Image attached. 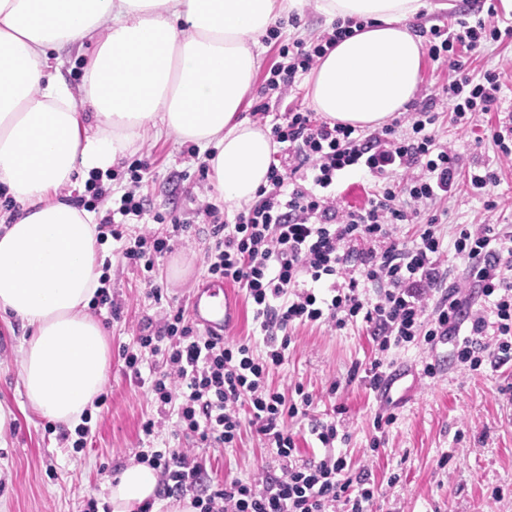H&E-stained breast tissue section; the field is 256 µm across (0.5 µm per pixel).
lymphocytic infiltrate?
<instances>
[{
  "label": "lymphocytic infiltrate",
  "instance_id": "lymphocytic-infiltrate-1",
  "mask_svg": "<svg viewBox=\"0 0 512 512\" xmlns=\"http://www.w3.org/2000/svg\"><path fill=\"white\" fill-rule=\"evenodd\" d=\"M488 5L485 17L461 13L450 24L420 29L429 56L449 63L458 78L446 92L454 125L467 128L479 114L497 111L502 74L463 73L458 49L477 51L512 36L499 27ZM353 20L335 21L316 41L282 46L265 91L294 83L353 32ZM277 150L267 184L257 201L227 218L213 204L200 209L212 226L207 251L211 277L233 283L252 306L257 340L229 341L201 334L177 307L162 322L144 319L132 344L120 356L134 379H145L159 418L174 420L177 432L207 448H233L244 427L261 436L281 474L263 479H231L223 487L201 486L203 467L178 448H140L138 463L160 474L165 496H190L195 512H368L377 486L366 469H352L337 451L336 421L311 422L322 451L300 458L289 419L308 416L315 402L302 385L285 390L269 377L280 368L293 329L326 325L341 332L357 325L371 331L374 357L360 378L380 390L394 366L395 351L447 337L456 361L470 371L498 370L512 362V228L497 224L457 225L452 239L470 287L485 305L467 311L468 298L450 283L441 257L444 236L429 206L446 198L460 176L459 156L437 139L431 127L438 114L428 105H410L372 134L359 127L316 119L312 112H271ZM356 170L373 177L363 207L342 205L336 179ZM403 181H395V174ZM146 210L133 192L120 197L117 211L96 226L97 240L121 242L122 256L145 272L154 301L161 285L152 272L158 258L172 251L187 225L172 222L168 235L129 234L124 220L143 219ZM420 221L414 239L401 240V225ZM157 357L145 366V356ZM158 418V419H159Z\"/></svg>",
  "mask_w": 512,
  "mask_h": 512
}]
</instances>
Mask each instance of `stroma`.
Instances as JSON below:
<instances>
[{
  "label": "stroma",
  "instance_id": "stroma-1",
  "mask_svg": "<svg viewBox=\"0 0 512 512\" xmlns=\"http://www.w3.org/2000/svg\"><path fill=\"white\" fill-rule=\"evenodd\" d=\"M277 38H262L260 65L253 88L240 114L250 117L261 102L260 89L278 59L281 45L299 40L311 42L329 29L326 17L305 8L295 19L276 21ZM470 74L487 69L503 74V105L512 104V39L491 43L466 57ZM456 77L445 64L423 59L415 103L433 102L439 114L435 132L440 142L450 144L463 167L493 162L501 181L495 189L499 206L489 210L484 199L471 191L466 178H459L454 192L438 201L433 211L445 236H453L459 224L512 225V160L499 158L491 142L482 138L495 123V113L479 116L471 130L461 131L451 122V104L441 88ZM195 143L147 131L122 159L98 179L110 188L108 197L96 200L86 186L72 191L76 201L87 202L90 211L104 215L114 198L134 190L150 212L180 218L190 225L180 243L158 264L156 276L164 285L163 298L174 303L188 296L208 279L204 252L212 241L209 225L196 211L212 196L210 183ZM150 158V177L132 185L128 168L138 158ZM113 240L99 243L97 263L107 264L113 299L120 303V317L104 305H91L110 346L106 398L91 410L92 439L83 450L59 443L46 432V418L31 411L20 378L19 349L28 330L20 320L0 317V408L10 411L13 421L0 447V512H86L95 505L107 512V483L117 470L133 462V452L148 446L184 448L195 452L203 464L202 477L208 487L224 479H248L267 472L279 474V464L260 438L250 430L234 448H200L194 437L162 430L149 438L144 422L156 414L147 388L131 381L119 355L131 344L139 322L155 317L158 306L148 294L143 276L127 265ZM185 259L187 273L173 277L174 260ZM373 356V342L362 326L336 333L324 326L297 327L285 363L276 370V386L302 384L316 395L312 417L329 420L344 407L347 438L338 450L355 461L366 462L378 485L372 512H512V365L497 371L468 373L461 370L449 350L426 343L396 351L397 381L389 402L359 383H347L352 368ZM438 364L435 378L422 374L424 363ZM339 381L336 394H329L332 381ZM396 414L379 449H372L376 434L373 420L381 408Z\"/></svg>",
  "mask_w": 512,
  "mask_h": 512
}]
</instances>
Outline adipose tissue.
<instances>
[{
    "mask_svg": "<svg viewBox=\"0 0 512 512\" xmlns=\"http://www.w3.org/2000/svg\"><path fill=\"white\" fill-rule=\"evenodd\" d=\"M314 6L364 20L307 80L325 118L377 126L419 84L423 41L410 21L424 0H0V186L18 202L0 225V315L23 321V386L31 410L76 426L109 365L101 322L95 216L69 196L154 128L197 143L216 193L249 205L267 183L268 133L238 110L271 24ZM93 42L80 91L56 75L59 53ZM154 469L126 466L110 483L112 512L155 497Z\"/></svg>",
    "mask_w": 512,
    "mask_h": 512,
    "instance_id": "ef3b65f1",
    "label": "adipose tissue"
}]
</instances>
